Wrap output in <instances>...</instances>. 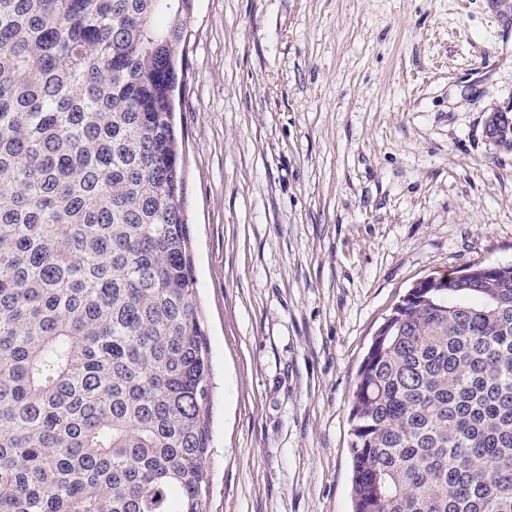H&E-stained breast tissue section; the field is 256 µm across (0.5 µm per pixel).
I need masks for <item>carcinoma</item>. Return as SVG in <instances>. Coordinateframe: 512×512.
<instances>
[{
	"label": "carcinoma",
	"mask_w": 512,
	"mask_h": 512,
	"mask_svg": "<svg viewBox=\"0 0 512 512\" xmlns=\"http://www.w3.org/2000/svg\"><path fill=\"white\" fill-rule=\"evenodd\" d=\"M194 0H0V512H203L212 372L171 122ZM352 512H512V263L414 284Z\"/></svg>",
	"instance_id": "1"
}]
</instances>
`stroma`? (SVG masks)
<instances>
[{
    "label": "stroma",
    "mask_w": 512,
    "mask_h": 512,
    "mask_svg": "<svg viewBox=\"0 0 512 512\" xmlns=\"http://www.w3.org/2000/svg\"><path fill=\"white\" fill-rule=\"evenodd\" d=\"M176 122L210 345L204 512H351L393 305L512 262V0H194Z\"/></svg>",
    "instance_id": "obj_1"
}]
</instances>
